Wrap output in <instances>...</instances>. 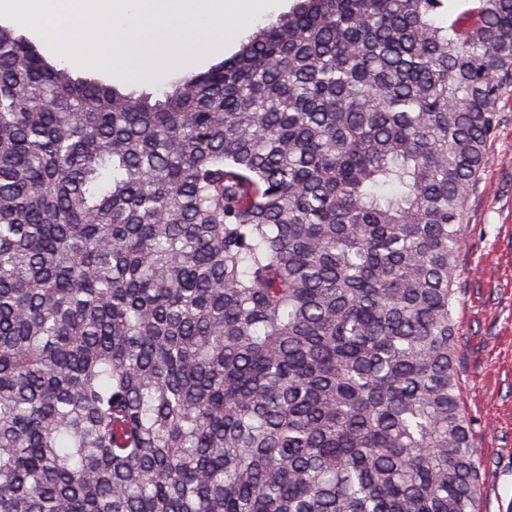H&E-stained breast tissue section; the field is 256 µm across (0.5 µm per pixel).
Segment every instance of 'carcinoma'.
<instances>
[{"mask_svg":"<svg viewBox=\"0 0 512 512\" xmlns=\"http://www.w3.org/2000/svg\"><path fill=\"white\" fill-rule=\"evenodd\" d=\"M512 0H295L161 100L0 24V512H481L460 228Z\"/></svg>","mask_w":512,"mask_h":512,"instance_id":"cac0c4a2","label":"carcinoma"}]
</instances>
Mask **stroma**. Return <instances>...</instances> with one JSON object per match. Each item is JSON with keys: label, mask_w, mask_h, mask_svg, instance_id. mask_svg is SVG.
<instances>
[{"label": "stroma", "mask_w": 512, "mask_h": 512, "mask_svg": "<svg viewBox=\"0 0 512 512\" xmlns=\"http://www.w3.org/2000/svg\"><path fill=\"white\" fill-rule=\"evenodd\" d=\"M464 213L455 318L458 371L483 467L482 512H512V91Z\"/></svg>", "instance_id": "obj_1"}]
</instances>
